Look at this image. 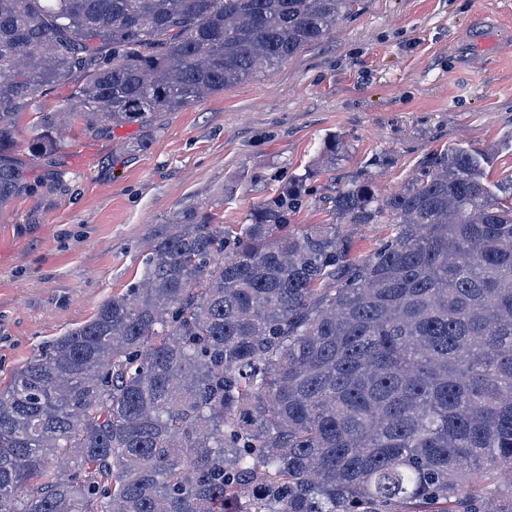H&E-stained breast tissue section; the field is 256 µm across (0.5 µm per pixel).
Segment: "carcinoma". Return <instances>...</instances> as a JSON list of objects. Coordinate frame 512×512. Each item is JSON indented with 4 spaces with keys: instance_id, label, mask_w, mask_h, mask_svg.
Returning a JSON list of instances; mask_svg holds the SVG:
<instances>
[{
    "instance_id": "cac0c4a2",
    "label": "carcinoma",
    "mask_w": 512,
    "mask_h": 512,
    "mask_svg": "<svg viewBox=\"0 0 512 512\" xmlns=\"http://www.w3.org/2000/svg\"><path fill=\"white\" fill-rule=\"evenodd\" d=\"M356 0H0V206L21 111L87 71L93 134L151 128L320 42ZM58 113L35 145L56 146ZM336 136L324 170H336ZM455 144L397 192L321 171L247 223L203 206L0 385V512H512V173ZM391 232L369 253L358 231ZM312 185H314L313 196L309 197L306 205L293 217L294 224H329L332 222L331 215L323 210L322 205L315 200H318L319 196L330 194L334 184L330 185L328 175H326L318 177L315 182H312Z\"/></svg>"
}]
</instances>
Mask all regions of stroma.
<instances>
[{
    "instance_id": "35a3bbf8",
    "label": "stroma",
    "mask_w": 512,
    "mask_h": 512,
    "mask_svg": "<svg viewBox=\"0 0 512 512\" xmlns=\"http://www.w3.org/2000/svg\"><path fill=\"white\" fill-rule=\"evenodd\" d=\"M82 81L44 90L15 132L30 189L0 207L1 378L138 285L145 244L174 213L205 204L218 223H245L319 166L328 134L349 155L335 179L317 178L294 223H331L319 196L373 157L386 194L453 143L498 146L490 180L512 173V0H358L270 73L146 130L92 135L75 114L53 151L33 155L41 113L77 107Z\"/></svg>"
}]
</instances>
